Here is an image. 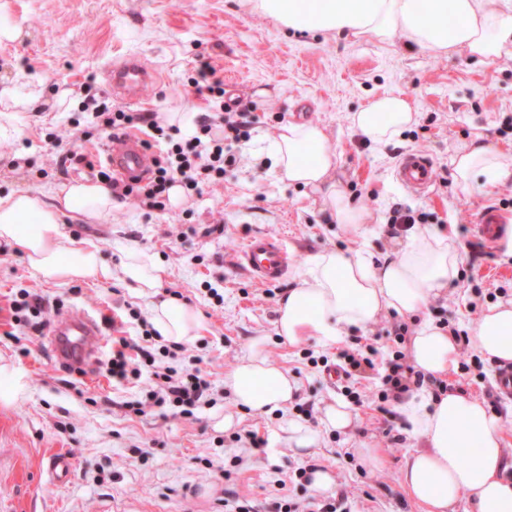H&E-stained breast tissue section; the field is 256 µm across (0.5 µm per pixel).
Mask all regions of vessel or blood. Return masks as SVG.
<instances>
[{
	"label": "vessel or blood",
	"mask_w": 512,
	"mask_h": 512,
	"mask_svg": "<svg viewBox=\"0 0 512 512\" xmlns=\"http://www.w3.org/2000/svg\"><path fill=\"white\" fill-rule=\"evenodd\" d=\"M154 70L145 67L138 57L131 56L108 72L110 85L132 101L139 100L144 88L154 83ZM111 171L126 178L141 172L148 158L136 135L127 136L106 153ZM395 180L409 193L420 195L432 184V164L421 153L401 159L394 172ZM504 217L495 210H485L478 223V232L487 241L500 238ZM238 263L260 284L281 280L293 262V254L279 239L257 233L250 236L237 257ZM104 340L99 323L91 314L75 312L54 320L47 332L46 342L54 360L63 367L86 368L95 361Z\"/></svg>",
	"instance_id": "obj_1"
}]
</instances>
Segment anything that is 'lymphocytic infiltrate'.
<instances>
[{"mask_svg": "<svg viewBox=\"0 0 512 512\" xmlns=\"http://www.w3.org/2000/svg\"><path fill=\"white\" fill-rule=\"evenodd\" d=\"M192 86L195 94L207 101L208 107L193 118L194 132L190 135L184 134L178 125L163 123L154 112L93 110V122L112 141H120L128 131L142 130L161 147L147 178L125 181L110 172L100 171V178L111 187L114 198L140 209L162 212L173 184H181L193 195L201 193L203 185L223 183L226 167L236 161L232 144L250 138L253 125L250 107L239 99L225 103L224 81L209 62H200ZM153 335V330L147 329L135 338L119 337L112 352L108 372L116 384L139 379L146 368L153 370L156 379L144 398L126 402L128 413L143 415L153 408L169 407L190 416L211 404L212 383L199 369L179 371L171 364L157 369L158 357L172 362L182 355L185 347L176 342L153 346Z\"/></svg>", "mask_w": 512, "mask_h": 512, "instance_id": "lymphocytic-infiltrate-1", "label": "lymphocytic infiltrate"}]
</instances>
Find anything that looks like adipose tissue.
Wrapping results in <instances>:
<instances>
[{
	"mask_svg": "<svg viewBox=\"0 0 512 512\" xmlns=\"http://www.w3.org/2000/svg\"><path fill=\"white\" fill-rule=\"evenodd\" d=\"M253 7L275 23L299 31L372 36L402 34L419 50L449 55L464 50L483 61L506 55L512 45V0L492 8L488 0H254ZM351 128L374 144H390L417 121L399 95H384L348 117ZM272 166L288 183L316 189L332 222L350 229L366 216L349 199L336 169L341 155L317 123H291L273 136ZM455 179L470 190L479 176L512 179V161L488 144L463 148L454 160ZM120 207L101 182L74 181L51 186L41 195L18 189L0 195V243L19 249L48 282H110L120 277L139 295L152 298V323L169 341L187 342L201 328L192 305L157 296L166 270L138 245H129L119 269L106 263L99 246L66 235L62 217L100 224ZM462 257L456 244L439 231L411 234L394 257L374 261L366 248L319 251L299 272L295 288L278 305L276 330L288 343L314 337L336 346L346 327H364L394 310L420 316L410 341V361L429 379L455 369L460 345L454 336L424 317L431 298L459 275ZM474 348L488 361L512 362V301L483 312L472 336ZM235 402L256 414L286 409L296 381L264 355L261 341H251L240 363L224 377ZM397 410L419 442L407 456L400 483L425 512H454L466 500L467 512H512V480L504 475L505 458L499 414L458 390L433 393L420 388L403 395ZM353 424L347 404H328L319 429L289 423L301 449L317 442L318 430L344 431Z\"/></svg>",
	"mask_w": 512,
	"mask_h": 512,
	"instance_id": "adipose-tissue-1",
	"label": "adipose tissue"
}]
</instances>
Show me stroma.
Wrapping results in <instances>:
<instances>
[{"label":"stroma","mask_w":512,"mask_h":512,"mask_svg":"<svg viewBox=\"0 0 512 512\" xmlns=\"http://www.w3.org/2000/svg\"><path fill=\"white\" fill-rule=\"evenodd\" d=\"M0 20L21 31L0 39V85L20 79L41 88L39 110L22 113L11 138H0V194L25 188L40 193L73 179L94 180L87 164L97 161L111 141L80 117L78 106L58 103L61 91L77 101L93 92L98 105L129 112H197L201 105L187 82L199 59H208L228 89L225 102L240 98L253 105L255 125L249 141L236 146L235 165L223 185L205 188L164 213L122 204L100 224L66 221V233L91 239L103 258L119 267L124 248L144 247L164 265V288L179 291L200 313L199 336L187 342L188 355L202 359L213 382L214 405L188 418L173 412L127 414L126 401L144 395L151 381L113 386L106 371L112 339L141 332L130 309L149 317V302L119 280L102 285L45 282L24 254L0 253V355L24 373L25 400L0 405V512H225L226 505H248L266 512L268 503L299 506L324 502V494L300 479L299 468L327 471L337 490L349 491L351 512H422L400 484V470L416 441L405 436L395 402L379 410L370 397L394 350L408 351L386 333L395 323L416 330L418 321L391 310L367 327H351L339 348H323L309 337L296 345L276 332L278 302L296 284L310 254L330 248L366 246L375 260L393 256L405 235L389 236L386 214L396 203L429 212V228L440 229L463 248L479 240L475 230L483 210L507 219L499 243H485L482 255L462 256L460 276L431 299L425 314L448 319L472 331L486 308L512 299V181L463 190L453 178L452 158L466 145L490 144L512 159V57L481 63L459 52L436 56L408 46L403 35L331 37L294 31L253 12L247 0H0ZM135 55L159 74L140 101L114 95L105 68ZM399 94L418 121L399 141L379 146L350 128L348 117L378 96ZM314 122L324 126L341 152L337 179L368 218L350 231L330 223L310 189L280 181L266 150L280 126ZM69 130L64 149L87 156V164L53 166L46 132ZM431 159L434 186L429 195L405 193L393 172L407 153ZM266 233L287 241L295 255L287 275L258 285L235 257L248 237ZM37 295L45 320L80 309L97 316L105 344L96 364L68 372L48 355L44 335L28 332L21 341L11 301L20 290ZM265 341L272 365L287 370L298 391L286 410L256 415L237 409L224 389V375L239 362L253 338ZM363 338L379 351L375 369L361 371L354 405L356 421L347 432L322 433L313 454H298L288 424L319 426L326 403L345 400L342 382L331 379L313 357L336 361L339 349ZM461 364L447 382L498 411L504 452L512 459V401L500 397L495 364L479 362L472 345H462ZM235 425L216 428L225 413ZM254 431L267 436L264 452L241 439ZM402 440L391 443L390 433ZM382 449L381 470L369 473L356 457L361 446ZM71 454L74 472L66 483L49 473V457Z\"/></svg>","instance_id":"stroma-1"}]
</instances>
